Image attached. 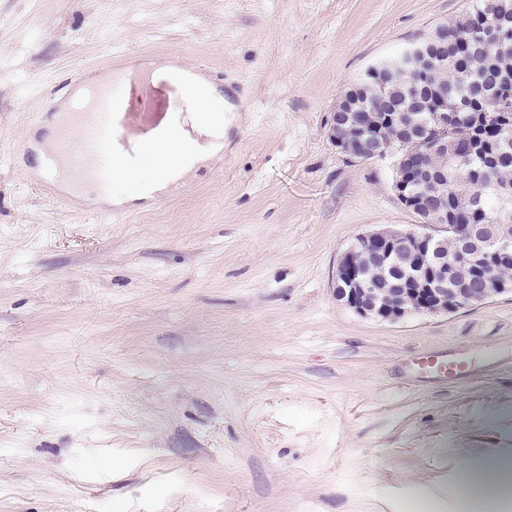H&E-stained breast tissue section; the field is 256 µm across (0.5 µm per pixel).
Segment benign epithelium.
<instances>
[{"instance_id": "benign-epithelium-1", "label": "benign epithelium", "mask_w": 512, "mask_h": 512, "mask_svg": "<svg viewBox=\"0 0 512 512\" xmlns=\"http://www.w3.org/2000/svg\"><path fill=\"white\" fill-rule=\"evenodd\" d=\"M441 28L443 25L440 24L432 34L410 42L388 58L369 66L368 70H424L432 59L435 34ZM510 86L512 76L501 75L487 99L490 111H498L499 93L502 88ZM353 107L354 97L346 90L333 107L329 126L332 142L345 155L363 160L391 157L393 165L410 166L414 170L419 168L417 162L426 156L448 158L447 134L455 129L451 123L448 99L435 100L428 113L427 133L400 159L395 158L390 146L381 143V130L393 124V116L368 112L363 121L357 123L351 121ZM392 187L403 207L421 213L422 230L386 228L357 238L336 267V298L339 301L362 317L396 322L412 312L454 313L507 292V289L498 287L492 293L480 294L474 290L473 282L492 287L495 264L501 260H512V225L509 224L512 197L503 196L501 208L491 216L492 223L481 227L473 225L467 229L469 235L479 233L489 236L490 249L482 254L462 248L458 258L450 263L443 249L448 242V234H460V225L448 223V214L455 213V209H433L427 204V192H413L400 179L394 180ZM369 252L375 256L381 268L403 273L399 289L390 295L387 302L378 300L379 290L366 279L361 264L353 260L354 255L364 256ZM450 267L469 271V275L460 279L455 288L448 287Z\"/></svg>"}]
</instances>
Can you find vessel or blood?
I'll return each instance as SVG.
<instances>
[{
  "label": "vessel or blood",
  "mask_w": 512,
  "mask_h": 512,
  "mask_svg": "<svg viewBox=\"0 0 512 512\" xmlns=\"http://www.w3.org/2000/svg\"><path fill=\"white\" fill-rule=\"evenodd\" d=\"M203 97L201 88L176 77L156 87L135 80L88 86L61 127L51 155L53 168L76 186L94 179L98 170L91 160L99 154V134L106 127L112 132L110 161L133 171L161 130L192 135Z\"/></svg>",
  "instance_id": "obj_1"
}]
</instances>
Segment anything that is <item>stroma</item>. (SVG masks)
Here are the masks:
<instances>
[{
    "label": "stroma",
    "mask_w": 512,
    "mask_h": 512,
    "mask_svg": "<svg viewBox=\"0 0 512 512\" xmlns=\"http://www.w3.org/2000/svg\"><path fill=\"white\" fill-rule=\"evenodd\" d=\"M474 3L0 0V512H456L420 487L512 462V294L396 322L333 294L359 235L418 220L332 108ZM117 46L204 67L222 153L150 201L41 192L59 74Z\"/></svg>",
    "instance_id": "stroma-1"
}]
</instances>
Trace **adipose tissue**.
Masks as SVG:
<instances>
[{
	"mask_svg": "<svg viewBox=\"0 0 512 512\" xmlns=\"http://www.w3.org/2000/svg\"><path fill=\"white\" fill-rule=\"evenodd\" d=\"M199 139L179 137L158 143L145 153L134 172H112V201L123 205L168 191L198 165L220 154L224 139V100L207 88ZM463 499L503 497L512 494V482L504 480L496 465L464 464L461 476Z\"/></svg>",
	"mask_w": 512,
	"mask_h": 512,
	"instance_id": "obj_1",
	"label": "adipose tissue"
}]
</instances>
